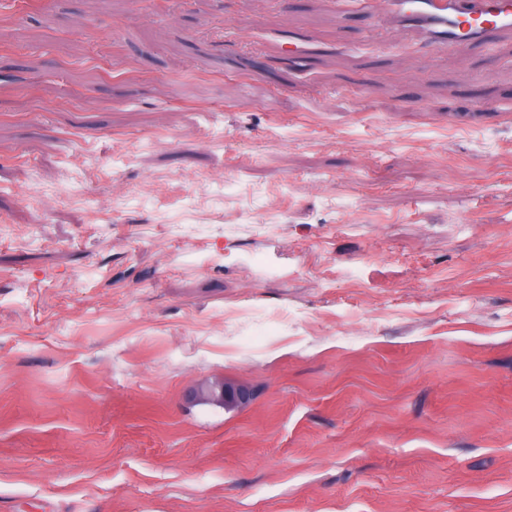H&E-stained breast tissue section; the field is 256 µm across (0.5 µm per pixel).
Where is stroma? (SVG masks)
<instances>
[{"mask_svg":"<svg viewBox=\"0 0 512 512\" xmlns=\"http://www.w3.org/2000/svg\"><path fill=\"white\" fill-rule=\"evenodd\" d=\"M354 2L0 0V512H512V31Z\"/></svg>","mask_w":512,"mask_h":512,"instance_id":"stroma-1","label":"stroma"}]
</instances>
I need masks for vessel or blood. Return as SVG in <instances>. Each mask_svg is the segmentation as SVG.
Returning <instances> with one entry per match:
<instances>
[{"label": "vessel or blood", "instance_id": "vessel-or-blood-1", "mask_svg": "<svg viewBox=\"0 0 512 512\" xmlns=\"http://www.w3.org/2000/svg\"><path fill=\"white\" fill-rule=\"evenodd\" d=\"M393 18L434 45L480 42L512 29V0H388Z\"/></svg>", "mask_w": 512, "mask_h": 512}]
</instances>
